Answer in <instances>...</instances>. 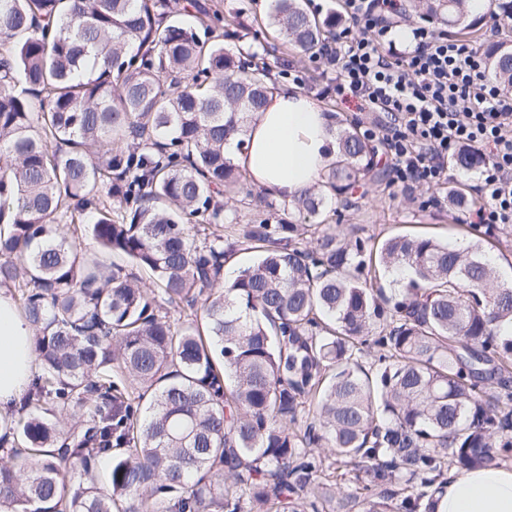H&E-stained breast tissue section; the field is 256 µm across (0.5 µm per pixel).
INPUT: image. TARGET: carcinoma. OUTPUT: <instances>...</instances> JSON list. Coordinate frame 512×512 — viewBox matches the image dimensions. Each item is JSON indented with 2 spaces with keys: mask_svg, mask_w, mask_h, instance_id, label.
I'll use <instances>...</instances> for the list:
<instances>
[{
  "mask_svg": "<svg viewBox=\"0 0 512 512\" xmlns=\"http://www.w3.org/2000/svg\"><path fill=\"white\" fill-rule=\"evenodd\" d=\"M272 2L265 29L283 47L312 53L336 33L334 12ZM470 2L422 8L471 34L484 15ZM182 11L0 0V283L42 369L27 416L5 421L21 441L0 438V512H434L447 471L512 452V284L480 243L504 226L470 225L479 241L460 250L407 235L374 247L332 224L301 247L303 225L263 223L245 233L260 258L222 279L235 249L215 196L247 181L224 141L262 111L272 66L224 44L245 4ZM484 59L512 90V45ZM336 143L331 192L385 179L357 126ZM327 203L309 189L293 208L316 218ZM477 204L448 187V205ZM89 213L92 253L54 227ZM401 269L394 292L377 285Z\"/></svg>",
  "mask_w": 512,
  "mask_h": 512,
  "instance_id": "carcinoma-1",
  "label": "carcinoma"
}]
</instances>
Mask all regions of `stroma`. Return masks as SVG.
I'll return each instance as SVG.
<instances>
[{
	"instance_id": "35a3bbf8",
	"label": "stroma",
	"mask_w": 512,
	"mask_h": 512,
	"mask_svg": "<svg viewBox=\"0 0 512 512\" xmlns=\"http://www.w3.org/2000/svg\"><path fill=\"white\" fill-rule=\"evenodd\" d=\"M324 64L308 55L289 52L280 54L274 70L277 83L298 85L300 91L314 99L337 121L355 123L361 129L377 131L384 117L379 112L358 109L355 102H342L321 75ZM387 175L382 183L366 182L338 198L329 199L328 223L339 231L380 243L393 234H428L452 245L472 242L464 213L449 209L443 184L420 182L405 185L391 173V160L386 153L376 158ZM229 211L238 212L239 223L224 227L228 242L242 240L245 232L260 221L270 224H294L298 218L292 208L270 196L251 195L228 204Z\"/></svg>"
}]
</instances>
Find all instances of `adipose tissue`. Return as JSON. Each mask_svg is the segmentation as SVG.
<instances>
[{"instance_id":"ef3b65f1","label":"adipose tissue","mask_w":512,"mask_h":512,"mask_svg":"<svg viewBox=\"0 0 512 512\" xmlns=\"http://www.w3.org/2000/svg\"><path fill=\"white\" fill-rule=\"evenodd\" d=\"M332 119L308 95L276 86L243 137H230L225 156L257 188L293 202L320 183L337 157ZM36 370L34 331L0 289V420L26 396ZM435 512H512V466L449 474L438 488Z\"/></svg>"}]
</instances>
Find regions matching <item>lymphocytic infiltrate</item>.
I'll return each instance as SVG.
<instances>
[{"label": "lymphocytic infiltrate", "mask_w": 512, "mask_h": 512, "mask_svg": "<svg viewBox=\"0 0 512 512\" xmlns=\"http://www.w3.org/2000/svg\"><path fill=\"white\" fill-rule=\"evenodd\" d=\"M348 27L319 53L323 77L336 95L362 109L386 113L382 140L404 183L437 184L448 171V151L467 146L486 163L476 186L482 224H512V92L488 80L474 45L416 26L414 46L397 54L391 19L397 0H340Z\"/></svg>", "instance_id": "f902f5d3"}]
</instances>
